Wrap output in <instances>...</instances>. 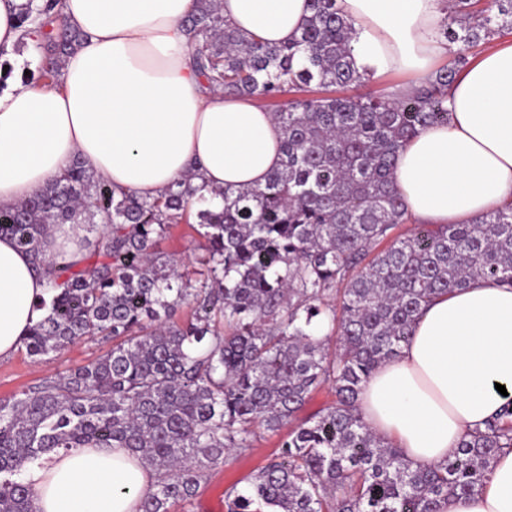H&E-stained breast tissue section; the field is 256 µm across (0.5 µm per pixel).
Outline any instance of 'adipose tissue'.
Wrapping results in <instances>:
<instances>
[{
  "instance_id": "ef3b65f1",
  "label": "adipose tissue",
  "mask_w": 512,
  "mask_h": 512,
  "mask_svg": "<svg viewBox=\"0 0 512 512\" xmlns=\"http://www.w3.org/2000/svg\"><path fill=\"white\" fill-rule=\"evenodd\" d=\"M27 0H0V53L20 40ZM195 0H59L85 36L55 82L0 93V207L40 195L81 158L112 187L141 198L194 174L214 189L265 183L281 165V130L253 100L228 98L196 71L180 22ZM354 22L357 70L424 81L457 48L441 30L445 0H336ZM247 37L296 39L308 0H221ZM451 118L419 130L401 153L395 184L419 224H469L512 201V41L480 53L448 87ZM46 279L29 252L0 236V359L41 316ZM512 399V288L484 281L442 295L415 321L399 355L364 383L369 429L416 466L452 457ZM37 512H136L155 476L128 448H80L29 464ZM443 512H512V451L498 454L482 489Z\"/></svg>"
}]
</instances>
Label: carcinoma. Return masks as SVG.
I'll return each instance as SVG.
<instances>
[{
    "label": "carcinoma",
    "mask_w": 512,
    "mask_h": 512,
    "mask_svg": "<svg viewBox=\"0 0 512 512\" xmlns=\"http://www.w3.org/2000/svg\"><path fill=\"white\" fill-rule=\"evenodd\" d=\"M450 0L443 36L473 49L512 30V0ZM26 7L22 26L50 12ZM299 38L250 42L220 0H196L180 23L208 85L271 108L281 167L258 186L211 190L189 174L152 199L116 193L74 159L44 191L0 207V235L44 264L59 224H102L78 262L47 268L44 316L23 338L30 357L81 341L97 358L0 399V512H35L21 478L29 463L79 448H130L156 474L137 512H171L209 471L253 448L257 429L297 420L310 393L334 405L298 420L252 489L225 492L226 512H440L478 492L497 454L512 449V406L444 463L415 467L363 420L358 394L395 358L435 296L470 282L512 287V205L471 224L411 222L393 175L419 129L446 124L458 56L417 92L339 95L369 78L352 58L353 22L336 0H309ZM84 39L61 21L45 34L39 78L54 82ZM196 213L205 255L181 266L159 238ZM186 301L193 315L177 317ZM336 338V348L328 343Z\"/></svg>",
    "instance_id": "1"
}]
</instances>
